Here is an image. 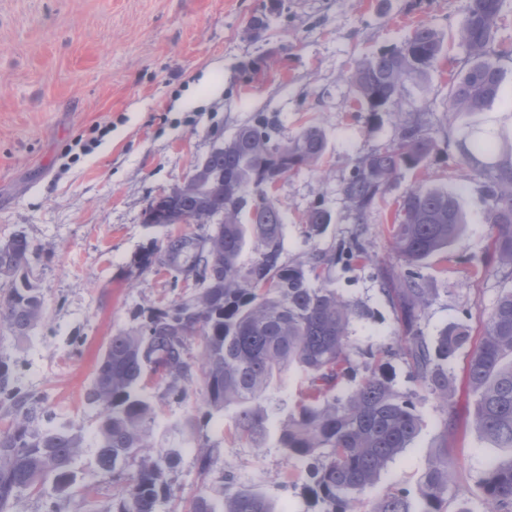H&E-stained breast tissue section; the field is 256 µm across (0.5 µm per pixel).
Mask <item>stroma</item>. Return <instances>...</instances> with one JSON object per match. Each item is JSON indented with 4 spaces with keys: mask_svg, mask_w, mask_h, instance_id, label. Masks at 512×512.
Instances as JSON below:
<instances>
[{
    "mask_svg": "<svg viewBox=\"0 0 512 512\" xmlns=\"http://www.w3.org/2000/svg\"><path fill=\"white\" fill-rule=\"evenodd\" d=\"M469 0H0V242L22 232L40 246L32 260L46 318L17 345L0 337V355L18 384L44 399L52 423L81 424L86 443L77 460L79 484L68 512H101L94 469L97 424L85 404L93 371L111 336L139 326L157 309L191 296L160 268L140 271V253L171 235L200 233V224L152 226L149 201L178 182L238 128L264 116L286 141L309 124L327 138L318 166L280 180L273 197L286 217L283 258L306 262L363 232L372 262L329 266L326 282L352 303V356L370 361L393 340V308L383 270H406L390 246L387 226L412 184L458 192L467 226L452 256L437 255L421 273L428 304L423 336L452 323L479 333L498 296L512 289V270L488 264L492 230L481 181L465 166L458 140L512 139V0L496 24L503 57L502 96L474 114L447 109L448 88L467 57L460 23ZM266 14L254 28L255 15ZM443 32L445 51L428 77L406 82L397 111L366 112L348 82L355 64L399 42L415 27ZM422 118L441 143L425 166L397 176L365 225L342 193L356 160L395 140L404 118ZM88 154L62 165L76 143ZM322 207L330 224L310 233L307 212ZM467 351L448 361L456 384L451 411L420 392L402 356L389 360L392 384L417 392L421 429L382 471L377 486L416 491L433 451L447 445L458 463L454 507L483 512L479 479L498 454L472 425ZM306 384L290 371L265 403L272 425L286 420ZM145 395L155 411L154 440L175 448L173 494L159 512H189L200 492L244 486L268 497L277 512H325L311 481L269 438L252 448L234 432L232 412L206 416L202 382L183 399L167 397L154 376ZM214 448L209 471L201 446Z\"/></svg>",
    "mask_w": 512,
    "mask_h": 512,
    "instance_id": "obj_1",
    "label": "stroma"
}]
</instances>
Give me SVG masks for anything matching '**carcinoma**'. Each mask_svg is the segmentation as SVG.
<instances>
[{
    "label": "carcinoma",
    "mask_w": 512,
    "mask_h": 512,
    "mask_svg": "<svg viewBox=\"0 0 512 512\" xmlns=\"http://www.w3.org/2000/svg\"><path fill=\"white\" fill-rule=\"evenodd\" d=\"M504 2L469 0L460 31L468 61L450 84L448 111L478 112L498 97L504 52L493 49V43ZM443 51V36L420 26L401 43L359 62L349 82L369 112H393L405 82L425 76ZM325 150L321 127L309 125L279 142L272 137V124L261 117L238 128L206 157L197 185L148 203L147 224H206L220 211L224 222L204 234L169 237L138 258L140 269L160 266L176 280L191 267L201 288L113 336L104 350L86 396L98 418L94 464L104 483L123 480L125 486L118 503L101 512H158L170 497L168 474L179 453L153 442L154 411L143 381L150 372L169 396L183 398L193 381L190 346L196 338L203 405L211 414L233 410L236 435L256 448L268 436L262 403L272 383L292 368L306 375L307 388L281 424L278 443L306 466L312 491L330 506L326 512H353L352 496L371 492L381 471L420 431L416 394L393 387L387 359L402 355L415 381L448 410L454 396L448 359L470 349L474 429L505 451L480 479L483 512H512V289L497 298L474 345L462 323L445 326L430 340L421 334L426 288L419 268L461 240L465 220L455 192L418 183L406 192L389 228L394 252L411 267L402 275L384 274L392 284L385 292L396 316L394 341L373 356L374 363L355 361L348 332L353 305L334 288L311 286L309 275L343 259L369 262L371 243L359 232L337 250L311 254L305 265L284 262V216L267 190L316 165ZM437 150L438 141L412 120L401 125L392 145L359 159L342 184L357 223H367L401 171L421 169ZM491 152L488 140L461 147L463 162L481 179L495 262L512 268V146L497 162L483 160ZM330 222L331 215L320 207L306 215L313 232ZM250 236L258 242V256L244 264L241 254ZM39 251L22 232L0 243V329L18 341L46 317L31 264ZM344 381L353 384L352 390L338 398L336 387ZM2 412L10 424L0 429V512H13L24 493L41 500L42 512H66L76 484L74 464L84 448L82 428L49 425L43 400L17 384L11 363L0 356ZM455 476L445 441L417 488L420 510H413L409 491L395 487L375 497L370 512H448ZM191 512L277 510L262 493L239 488L219 499L201 493Z\"/></svg>",
    "instance_id": "cac0c4a2"
}]
</instances>
